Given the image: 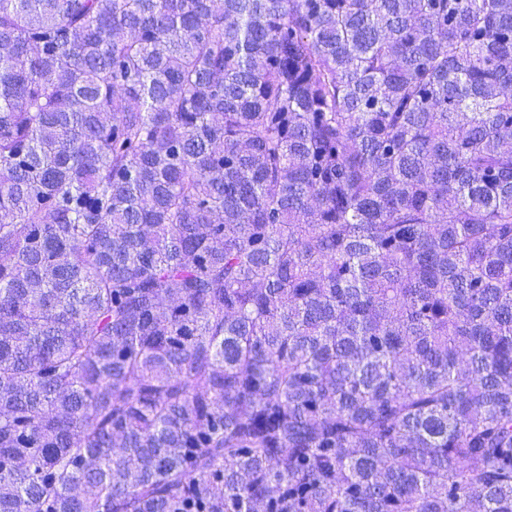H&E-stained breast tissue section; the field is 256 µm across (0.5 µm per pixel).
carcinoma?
I'll return each mask as SVG.
<instances>
[{
    "mask_svg": "<svg viewBox=\"0 0 512 512\" xmlns=\"http://www.w3.org/2000/svg\"><path fill=\"white\" fill-rule=\"evenodd\" d=\"M0 512H512V0H0Z\"/></svg>",
    "mask_w": 512,
    "mask_h": 512,
    "instance_id": "obj_1",
    "label": "carcinoma"
}]
</instances>
